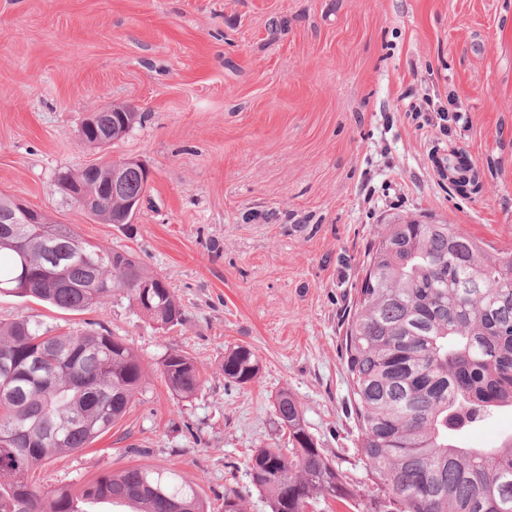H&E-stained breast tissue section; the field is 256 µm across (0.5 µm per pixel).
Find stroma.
Returning <instances> with one entry per match:
<instances>
[{
	"label": "stroma",
	"mask_w": 512,
	"mask_h": 512,
	"mask_svg": "<svg viewBox=\"0 0 512 512\" xmlns=\"http://www.w3.org/2000/svg\"><path fill=\"white\" fill-rule=\"evenodd\" d=\"M122 103L140 124L82 145L87 113ZM453 151L481 193L443 177ZM103 159L152 174L131 226L54 185ZM0 193L133 253L184 311L162 330L123 298L72 313L0 295V323L98 322L144 365L122 421L32 471L37 487L149 465L197 484L211 512L228 492L269 512L246 460L288 449L283 389L346 479L371 487L342 351L365 250L384 224L425 214L512 249V0H0ZM239 344L260 371L233 386L222 364ZM173 349L201 373L191 398L157 369Z\"/></svg>",
	"instance_id": "1"
}]
</instances>
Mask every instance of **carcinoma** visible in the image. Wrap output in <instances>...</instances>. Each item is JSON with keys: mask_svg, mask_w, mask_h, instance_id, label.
Listing matches in <instances>:
<instances>
[{"mask_svg": "<svg viewBox=\"0 0 512 512\" xmlns=\"http://www.w3.org/2000/svg\"><path fill=\"white\" fill-rule=\"evenodd\" d=\"M126 112L94 117L109 144ZM127 166L124 190L112 196L111 167L61 171L87 195L102 197L90 215L111 224L123 203L139 197L141 164ZM15 201L0 195V294L58 309L102 310L125 296L160 328L182 321L167 282L130 252L91 245L68 225L41 217L18 224ZM344 339V359L358 422V448L376 492L348 482L308 433L294 396H275L277 423L291 454L257 448L249 476L270 512H306L319 498L354 501L364 512H493L505 498L512 512V435L495 448L457 439L495 411L512 407V251L486 245L451 224L401 219L369 245ZM0 512H90L112 496L133 512H207L197 487L175 469L132 465L87 482L77 493L44 492L29 473L57 454L79 452L112 430L142 384L144 367L105 330L53 334L29 319L0 324ZM224 380L245 385L260 370L254 351L224 353ZM172 393L189 398L201 385L193 360L172 350L160 361Z\"/></svg>", "mask_w": 512, "mask_h": 512, "instance_id": "carcinoma-1", "label": "carcinoma"}]
</instances>
